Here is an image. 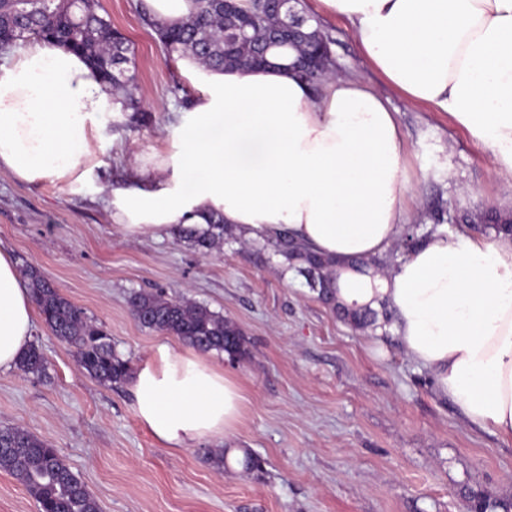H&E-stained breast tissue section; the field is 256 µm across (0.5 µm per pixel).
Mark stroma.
<instances>
[{
	"label": "stroma",
	"mask_w": 512,
	"mask_h": 512,
	"mask_svg": "<svg viewBox=\"0 0 512 512\" xmlns=\"http://www.w3.org/2000/svg\"><path fill=\"white\" fill-rule=\"evenodd\" d=\"M137 0H94L136 54L135 112L112 125L97 178L122 186L136 157L165 145L173 113L195 88L165 58ZM318 17L339 72L364 77L389 102L407 137L415 213L385 256L396 263L407 235L434 222L467 229L480 210L512 213V176L447 113L413 105L360 54L349 23ZM0 246L18 269L36 267L62 295L105 325L119 355L139 366L163 333L140 326L131 293L186 297L242 331L247 354L209 360L242 390L241 416L214 449L237 448L261 470L217 468L201 448L161 447L138 420L128 384L103 385L72 348L36 319L43 376L0 372V426H18L57 448L101 512H465L473 497L512 503V441L470 427L409 360L391 331L358 328L320 299L300 266L235 231L204 251L181 238L155 242L113 230L100 201L60 185H30L0 171Z\"/></svg>",
	"instance_id": "obj_1"
}]
</instances>
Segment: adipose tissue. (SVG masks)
Listing matches in <instances>:
<instances>
[{"instance_id":"ef3b65f1","label":"adipose tissue","mask_w":512,"mask_h":512,"mask_svg":"<svg viewBox=\"0 0 512 512\" xmlns=\"http://www.w3.org/2000/svg\"><path fill=\"white\" fill-rule=\"evenodd\" d=\"M345 17L372 68L404 98L448 113L512 175V0H317ZM156 26L196 0H138ZM197 95L164 149L136 157L147 182L102 198L112 227L161 241L221 221L248 239L288 234L337 264V304L387 305L403 353L428 370L472 427L512 441V234L435 229L388 275L352 270L385 252L409 214L407 144L395 112L363 80L312 84L277 65L216 70L179 57ZM122 98L80 55L29 41L0 64V169L32 184L94 191L98 152ZM34 306L0 249V372L33 340ZM135 412L174 451L226 437L244 397L191 347L159 343L130 381Z\"/></svg>"}]
</instances>
